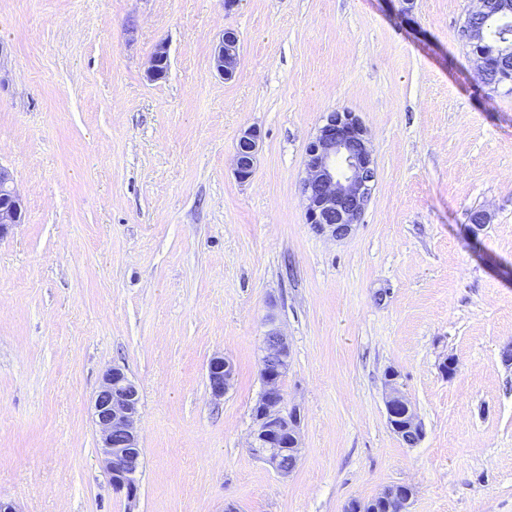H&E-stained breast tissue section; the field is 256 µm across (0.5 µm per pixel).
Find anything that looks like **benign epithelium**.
Returning a JSON list of instances; mask_svg holds the SVG:
<instances>
[{
  "mask_svg": "<svg viewBox=\"0 0 512 512\" xmlns=\"http://www.w3.org/2000/svg\"><path fill=\"white\" fill-rule=\"evenodd\" d=\"M492 13L512 14L509 0H476L468 11L466 36L475 49L478 74L499 61V66L512 62V39L501 37L498 59L488 57L480 48L486 30L479 18ZM168 60L167 47L158 45L148 67L152 80L163 76L162 65ZM216 70L226 78L233 76L238 64V38L232 31L224 32L222 43L214 56ZM257 135L246 131L237 142L236 174L239 180L250 179L254 171ZM305 177L301 193L306 202L305 218L314 232L336 241L348 238L360 224L371 199L377 170L367 127L354 112L333 111L323 120L309 142L304 159ZM20 198L13 187L10 173L0 167V237L18 222ZM289 347L287 337L279 330H268L262 340L260 375L263 392L255 406L257 429L250 447L262 448L260 455L266 464L282 478L297 467L300 458L299 421L297 414L286 411L280 378L287 369ZM207 379L211 396L219 400L231 389L234 380L233 363L224 356L209 360ZM386 411L388 420L401 419L394 425L397 434L422 437L421 423L410 403L399 389L398 373L388 372ZM139 392L126 372L113 366L103 374L94 400V421L100 436V453L113 488L133 502L138 494L137 475L141 466L137 420ZM285 436L288 456L278 451L277 440ZM411 490H389L381 497L384 512H405Z\"/></svg>",
  "mask_w": 512,
  "mask_h": 512,
  "instance_id": "obj_1",
  "label": "benign epithelium"
}]
</instances>
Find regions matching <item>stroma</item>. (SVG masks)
<instances>
[{
  "mask_svg": "<svg viewBox=\"0 0 512 512\" xmlns=\"http://www.w3.org/2000/svg\"><path fill=\"white\" fill-rule=\"evenodd\" d=\"M471 6L0 0V166L22 199L0 237V500L345 512L408 485V512H512V92L477 75ZM228 30L227 79L213 58ZM161 44L169 67L152 80ZM338 110L361 117L377 167L342 241L313 232L299 191L307 144ZM272 326L300 419L285 478L249 448ZM216 355L235 370L218 401ZM115 365L140 393L132 504L92 418ZM391 370L423 428L414 445L388 423ZM238 38L232 31H226L218 52L214 56L216 70L225 78L233 76L238 64ZM257 152V135L253 131H245L237 142L235 152L236 174L239 180L250 179L254 171ZM207 379L211 396L215 400L224 398L233 384V363L224 356H213L208 363Z\"/></svg>",
  "mask_w": 512,
  "mask_h": 512,
  "instance_id": "obj_1",
  "label": "stroma"
}]
</instances>
